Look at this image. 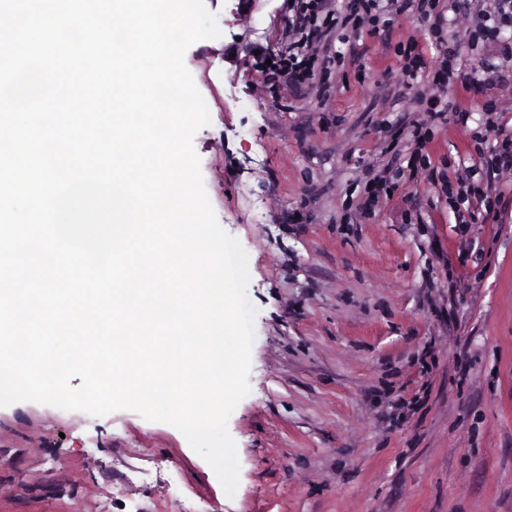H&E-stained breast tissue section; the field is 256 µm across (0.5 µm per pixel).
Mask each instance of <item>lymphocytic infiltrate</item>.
Wrapping results in <instances>:
<instances>
[{
    "mask_svg": "<svg viewBox=\"0 0 512 512\" xmlns=\"http://www.w3.org/2000/svg\"><path fill=\"white\" fill-rule=\"evenodd\" d=\"M438 3L439 0H347L340 7L335 0H298L288 29V46L262 65V85L285 89L308 84L316 68H328L334 61L319 48L327 33L339 31L347 36L384 16L412 14L428 22L435 39H442L445 16L438 12ZM472 21L473 42L497 45L503 55L512 59V37H500L503 29L512 28V0H481Z\"/></svg>",
    "mask_w": 512,
    "mask_h": 512,
    "instance_id": "1",
    "label": "lymphocytic infiltrate"
}]
</instances>
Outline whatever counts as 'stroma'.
I'll return each instance as SVG.
<instances>
[{
	"label": "stroma",
	"mask_w": 512,
	"mask_h": 512,
	"mask_svg": "<svg viewBox=\"0 0 512 512\" xmlns=\"http://www.w3.org/2000/svg\"><path fill=\"white\" fill-rule=\"evenodd\" d=\"M205 5L222 35L184 55L210 113L193 146L256 310L251 392L228 421L238 488L171 425L21 402L0 408V512H512V174L475 175L504 196L484 222L457 223L443 189L491 125L512 129V84L465 77L494 54L467 47L473 0L441 92L464 125L416 102L444 52L416 18L327 42L340 63L271 92L258 66L288 44L290 0ZM418 122L430 164L413 172ZM384 167L397 188L368 203Z\"/></svg>",
	"instance_id": "obj_1"
}]
</instances>
